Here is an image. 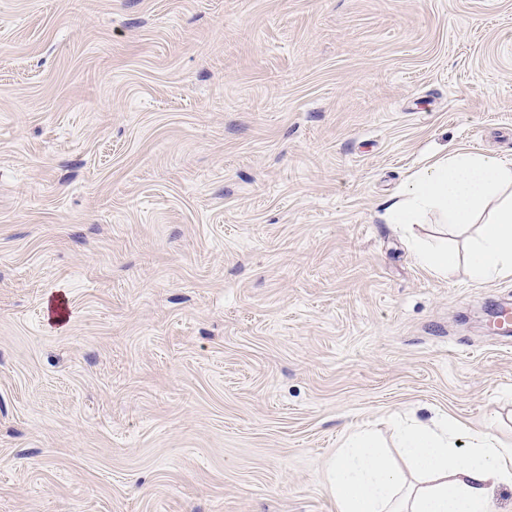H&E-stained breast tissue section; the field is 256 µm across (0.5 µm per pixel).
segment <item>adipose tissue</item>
Returning <instances> with one entry per match:
<instances>
[{
    "label": "adipose tissue",
    "mask_w": 512,
    "mask_h": 512,
    "mask_svg": "<svg viewBox=\"0 0 512 512\" xmlns=\"http://www.w3.org/2000/svg\"><path fill=\"white\" fill-rule=\"evenodd\" d=\"M387 213L407 227L432 213L444 228L476 229L464 258L442 244L418 245L414 259L431 274L449 276L463 262L474 282L512 281V158L462 148L441 155L407 178ZM394 430L392 454L367 430L351 431L337 448L326 472L336 512H496L495 488L512 487V446L497 438L464 434L445 414L428 424L398 421Z\"/></svg>",
    "instance_id": "obj_1"
}]
</instances>
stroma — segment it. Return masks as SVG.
<instances>
[{
	"label": "stroma",
	"mask_w": 512,
	"mask_h": 512,
	"mask_svg": "<svg viewBox=\"0 0 512 512\" xmlns=\"http://www.w3.org/2000/svg\"><path fill=\"white\" fill-rule=\"evenodd\" d=\"M460 147L512 157V0H0V512H336L349 431L512 441V282L385 218ZM413 255L418 265L439 277H448L460 264V255L457 251L433 242L418 245Z\"/></svg>",
	"instance_id": "obj_1"
}]
</instances>
